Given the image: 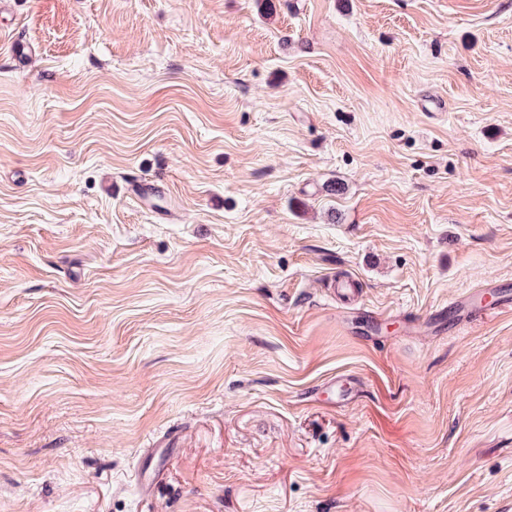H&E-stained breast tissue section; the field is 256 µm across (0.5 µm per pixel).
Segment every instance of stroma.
<instances>
[{"instance_id":"35a3bbf8","label":"stroma","mask_w":512,"mask_h":512,"mask_svg":"<svg viewBox=\"0 0 512 512\" xmlns=\"http://www.w3.org/2000/svg\"><path fill=\"white\" fill-rule=\"evenodd\" d=\"M0 512H512V0H0Z\"/></svg>"}]
</instances>
